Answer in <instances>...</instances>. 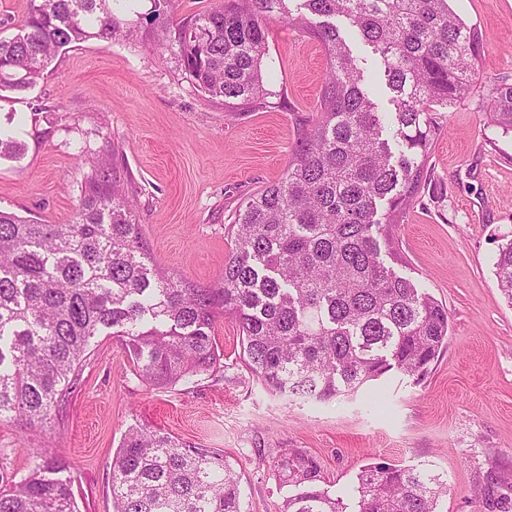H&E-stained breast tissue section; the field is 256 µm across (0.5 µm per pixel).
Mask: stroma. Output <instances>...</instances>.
Masks as SVG:
<instances>
[{
  "label": "stroma",
  "mask_w": 512,
  "mask_h": 512,
  "mask_svg": "<svg viewBox=\"0 0 512 512\" xmlns=\"http://www.w3.org/2000/svg\"><path fill=\"white\" fill-rule=\"evenodd\" d=\"M213 0H136L133 36L90 40L58 53L36 85L0 93V125L24 145L0 158V209L41 224L75 214L80 160L114 146V164L134 200L156 258L210 285L224 268L239 207L283 174L312 116L326 56L308 31L276 20L269 65L283 97L273 107L228 112L184 71L169 43L172 23ZM476 27L486 83L512 84V0H452ZM442 128L419 188L391 229L393 268L448 309V345L420 382L385 381L390 409L368 394L329 405L287 403L247 369L241 335L221 322L223 366L192 384L151 388L137 379L122 342L91 341L82 382L64 418L32 434L68 462L80 512H113L110 464L125 430L139 424L226 453L241 475L242 512H279L273 475L280 449L314 458L326 485L348 496L371 463L429 468L447 481L443 512H512V304L493 261L512 232V135L489 127L477 100L438 105ZM16 423L0 422V480L28 459Z\"/></svg>",
  "instance_id": "stroma-1"
}]
</instances>
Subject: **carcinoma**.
Here are the masks:
<instances>
[{
    "mask_svg": "<svg viewBox=\"0 0 512 512\" xmlns=\"http://www.w3.org/2000/svg\"><path fill=\"white\" fill-rule=\"evenodd\" d=\"M134 0H31L20 33L0 38V91L36 83L74 43L129 37ZM450 0H215L175 24L184 70L227 112L273 105L264 75L267 27L286 20L323 47L328 70L316 118L285 173L234 221L233 247L208 288L173 274L143 241L113 158L87 162L70 224L0 209V420L19 424L31 465L0 488V512H77L67 463L29 436L63 413L90 341L122 338L152 388L221 367L218 323L242 333L251 373L288 402L330 404L391 372L418 380L448 343V310L381 259L441 133L433 106L477 86L479 36ZM344 18L379 55L394 107L391 139L367 78L329 19ZM481 107L512 134V84L483 86ZM22 144L0 128V157ZM512 304V237L494 261ZM280 512H441L448 483L425 469L365 466L349 501L322 486L315 460L281 449ZM113 512H241L229 456L160 430L127 428L112 458Z\"/></svg>",
    "mask_w": 512,
    "mask_h": 512,
    "instance_id": "1",
    "label": "carcinoma"
}]
</instances>
